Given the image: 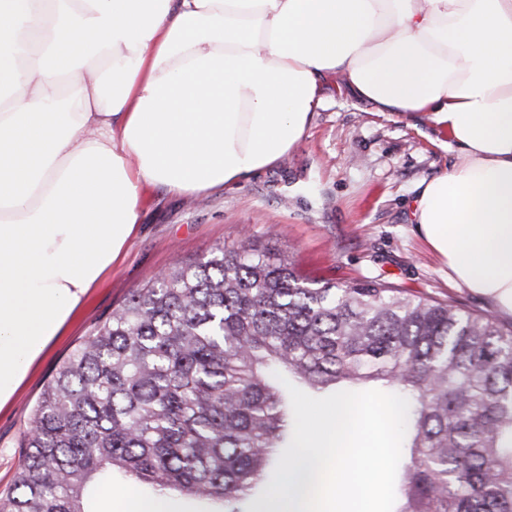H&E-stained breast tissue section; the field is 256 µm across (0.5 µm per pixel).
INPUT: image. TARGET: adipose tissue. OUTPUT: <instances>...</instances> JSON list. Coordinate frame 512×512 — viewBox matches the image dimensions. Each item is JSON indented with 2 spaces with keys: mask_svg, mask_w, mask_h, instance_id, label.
Listing matches in <instances>:
<instances>
[{
  "mask_svg": "<svg viewBox=\"0 0 512 512\" xmlns=\"http://www.w3.org/2000/svg\"><path fill=\"white\" fill-rule=\"evenodd\" d=\"M340 76L447 129L410 222L512 316V0H0V408L118 261L146 187L276 167ZM106 512H171L104 488Z\"/></svg>",
  "mask_w": 512,
  "mask_h": 512,
  "instance_id": "adipose-tissue-1",
  "label": "adipose tissue"
}]
</instances>
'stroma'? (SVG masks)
Returning <instances> with one entry per match:
<instances>
[{"instance_id":"stroma-1","label":"stroma","mask_w":512,"mask_h":512,"mask_svg":"<svg viewBox=\"0 0 512 512\" xmlns=\"http://www.w3.org/2000/svg\"><path fill=\"white\" fill-rule=\"evenodd\" d=\"M326 95L307 136L277 167L200 197L145 192L142 220L123 260L0 409L1 496L14 485L34 409L73 350L161 270L244 235L257 251L289 257L303 278L339 285L381 279L512 329V318L489 298L452 279L408 222L418 184L456 160L447 130L372 111L334 77Z\"/></svg>"}]
</instances>
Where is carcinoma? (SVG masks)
<instances>
[{
    "label": "carcinoma",
    "instance_id": "cac0c4a2",
    "mask_svg": "<svg viewBox=\"0 0 512 512\" xmlns=\"http://www.w3.org/2000/svg\"><path fill=\"white\" fill-rule=\"evenodd\" d=\"M277 373L407 399L399 512H512V330L385 282L310 286L247 240L159 273L78 346L0 512H89L116 474L247 512L293 434Z\"/></svg>",
    "mask_w": 512,
    "mask_h": 512
}]
</instances>
